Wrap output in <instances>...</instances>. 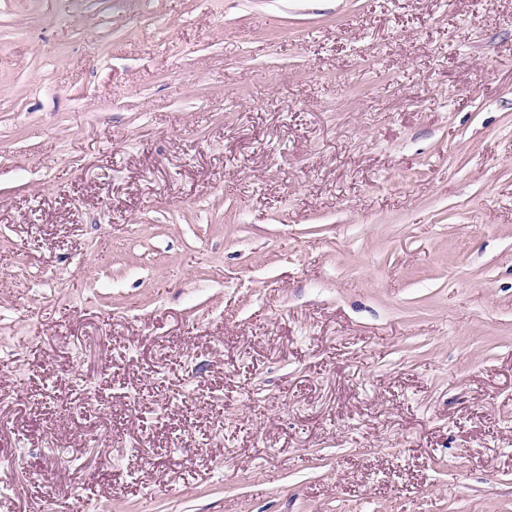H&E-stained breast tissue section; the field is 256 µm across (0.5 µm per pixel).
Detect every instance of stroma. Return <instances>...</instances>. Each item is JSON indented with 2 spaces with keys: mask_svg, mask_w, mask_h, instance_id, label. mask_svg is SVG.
I'll list each match as a JSON object with an SVG mask.
<instances>
[{
  "mask_svg": "<svg viewBox=\"0 0 512 512\" xmlns=\"http://www.w3.org/2000/svg\"><path fill=\"white\" fill-rule=\"evenodd\" d=\"M0 512H512V0H0Z\"/></svg>",
  "mask_w": 512,
  "mask_h": 512,
  "instance_id": "1",
  "label": "stroma"
}]
</instances>
